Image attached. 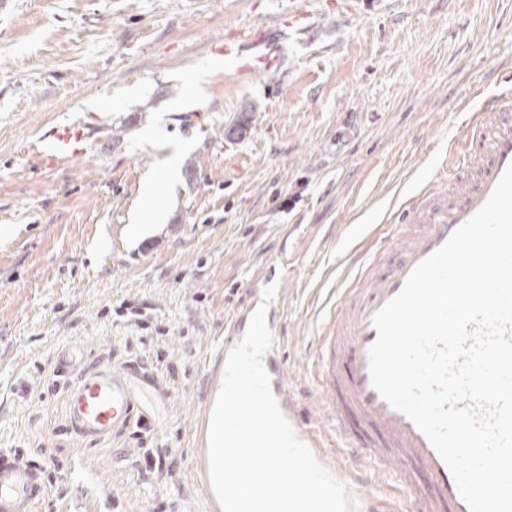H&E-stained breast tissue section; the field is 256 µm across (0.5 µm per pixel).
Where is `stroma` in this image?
I'll return each mask as SVG.
<instances>
[{
  "mask_svg": "<svg viewBox=\"0 0 512 512\" xmlns=\"http://www.w3.org/2000/svg\"><path fill=\"white\" fill-rule=\"evenodd\" d=\"M12 0L0 12V455L43 472L37 512H206L192 468L217 363L273 284L279 380L317 462L359 512H410L395 476L332 424L318 375L326 312L348 253L421 182L484 97L512 86V0ZM268 31L271 70L224 43ZM243 122L234 140L224 130ZM84 124V154L40 153ZM197 167L185 176L183 165ZM153 180L159 230L140 195ZM81 369L153 380L145 408L102 439L72 430L58 352ZM146 448L162 473L140 474Z\"/></svg>",
  "mask_w": 512,
  "mask_h": 512,
  "instance_id": "obj_1",
  "label": "stroma"
}]
</instances>
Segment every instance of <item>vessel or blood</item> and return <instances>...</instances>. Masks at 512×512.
<instances>
[{"label": "vessel or blood", "instance_id": "1", "mask_svg": "<svg viewBox=\"0 0 512 512\" xmlns=\"http://www.w3.org/2000/svg\"><path fill=\"white\" fill-rule=\"evenodd\" d=\"M253 52L245 67L268 69L277 62L265 31L249 36ZM461 142L462 172L438 193H423L409 204L413 233L377 238L366 249L361 269L319 338V377L346 445L369 463L374 477L395 468L402 485L415 476L430 480V494L414 496L413 512H469L454 478L414 423L393 409L371 383L368 352L377 338L376 311L403 287L411 270L439 249L452 232L487 200L512 165V93L485 99L468 115ZM46 159L82 154L85 135L73 125L54 127L43 137ZM149 380L129 366L101 365L68 389L72 429L104 438L125 428ZM44 490L39 468L18 458H0V512H36Z\"/></svg>", "mask_w": 512, "mask_h": 512}]
</instances>
